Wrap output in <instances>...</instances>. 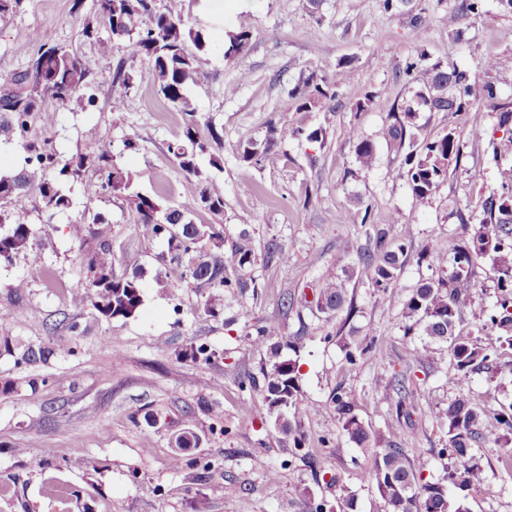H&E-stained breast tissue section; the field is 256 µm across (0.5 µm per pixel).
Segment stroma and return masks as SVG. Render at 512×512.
I'll return each mask as SVG.
<instances>
[{"label":"stroma","instance_id":"1","mask_svg":"<svg viewBox=\"0 0 512 512\" xmlns=\"http://www.w3.org/2000/svg\"><path fill=\"white\" fill-rule=\"evenodd\" d=\"M157 4L186 26L203 27L208 37L190 100L200 123L223 133L215 150L220 167L205 158L200 166L223 184L224 211L198 213L195 221L216 226L227 255L240 233L249 232L256 262L246 272V288L225 292L220 316H206L195 288L172 292L158 282V273L169 269L166 241L143 236L124 196H106L97 209L112 224L116 268H142L144 302L133 319H96L72 302L81 276L68 227L84 219L82 184H72L67 210L51 214L30 203L20 220L35 230L44 265L21 258L0 264V309L13 314L0 321V342L36 348L67 335L70 323L90 330L77 339L73 354L45 363H17L0 346V384L19 383L15 392L0 395V512H305L310 502L335 506L350 495L357 512H384L365 476L369 454L347 441L329 410L334 393L354 397L360 420L381 432L385 444L427 457L429 481L449 464L438 455L447 441L435 417L439 409L460 396L493 411L512 403L511 352L502 355L503 368L494 374L457 372L444 344L428 348L422 367H407L404 347L419 342L420 334L405 336L399 304L367 280L345 276L382 228L408 246L401 288L409 291L437 276L436 263H419V253L450 252L466 234L459 214L479 216L482 191L497 188L500 170L512 166L510 156L493 157L489 140L497 116L489 106L472 105L455 121L444 112L418 113L422 136H441L454 121L464 143L458 167L423 206L413 200L406 179L394 176L402 157L382 137L392 106L423 87L422 70L404 73L422 53L430 62L473 70L479 81L498 84L500 100L512 101V84L501 81L512 74V10H503L498 0H486L480 14L468 16L463 0H412L393 14L384 11L383 0ZM418 12L425 24L416 32L411 17ZM94 18V0H21L16 11L0 16V90L7 78L29 69L37 31L69 46L91 74L122 68L130 82L122 111L112 109L111 82H94L95 106L45 101L58 116L52 136L60 149L86 151L85 133L96 129L120 151L119 163L140 192L172 206L190 204L201 184L168 151L182 132L183 113L156 94L147 60L129 58L110 40L100 45L80 39L83 23ZM243 29L250 39L248 63L241 66L225 58L224 44L229 33ZM345 57L350 65L339 67ZM487 58L496 63L489 71L479 67ZM312 73L334 84L336 98L301 112L294 89ZM367 94L374 95L373 105L356 110L355 100ZM296 121L323 128L324 143L279 141L282 160L275 167L241 162L246 142ZM354 126L377 148L374 169L356 161L349 137ZM128 138L135 149H124ZM471 168L483 172L482 186L469 182ZM273 238L287 260L267 258L264 245ZM330 271L344 279L351 316L327 319L314 307ZM471 281L473 299L457 332L474 340L499 294L491 262L476 264ZM288 293L297 297L289 311L282 307ZM242 306L250 318L239 316ZM265 320L279 323V342L296 349L302 397L314 405L301 426L323 476H314L279 433L262 394L242 385L261 359L246 336ZM350 334L361 347L352 364L341 342ZM192 345L207 347L211 359L186 358ZM404 373L411 393L399 405L387 393ZM32 379L37 388L29 387ZM146 411L159 414L156 425H147ZM187 427L202 436L187 452L196 463L194 480L170 465L173 437ZM52 448L64 449V457H49ZM473 455L484 482L469 495L470 512H512V468L504 463L503 448L487 443ZM258 456L277 471V480L255 466Z\"/></svg>","mask_w":512,"mask_h":512}]
</instances>
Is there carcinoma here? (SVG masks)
I'll return each instance as SVG.
<instances>
[{
    "mask_svg": "<svg viewBox=\"0 0 512 512\" xmlns=\"http://www.w3.org/2000/svg\"><path fill=\"white\" fill-rule=\"evenodd\" d=\"M95 21L109 29L131 59H146L151 64L149 79L156 93L183 112L185 120L182 137L169 146L178 167L188 175L202 180V187L192 204L165 207L160 199L137 191L132 176L118 165L111 145L100 141L95 131L88 132L94 149L88 154H67L49 136L30 137L31 126L39 124L48 131L55 127V113L41 108L44 98L66 103L73 98L95 104L89 81V70L68 46L52 38L37 37L34 45L35 67L7 80L12 88L0 94V135L5 140H17L24 155L21 169L12 175L0 174V225H9L0 232V262H10L23 256L29 265H42V253L32 243L34 233L29 225L15 221L25 212L29 201L37 200L47 211L70 207L69 184L83 178L87 168L94 170L95 179L84 188V212L90 221L69 225L71 238L81 244L91 239L95 247L79 251L75 263L84 274V290L73 294L76 303L89 304L97 316L107 321L129 320L135 317L143 303L142 277L136 270L117 273L112 253L111 222L95 211V202L106 192L124 195L134 206L136 223L144 235L167 241L170 265L177 275L168 280L174 290L193 285L206 295L204 311L218 315L213 291L242 287L240 271L255 260L252 239L246 235L235 244L231 261L218 253L223 237L211 224H197L191 218L201 209L213 214L224 211V186L205 176L199 158L209 156V163L219 167L213 154L221 144L222 134L200 123L187 95L190 83L199 73L201 54L207 49L203 29L186 27L182 19L161 11L157 0H97ZM249 32L241 30L229 36L224 57L238 64L246 63ZM192 42L196 52L186 48ZM428 83L415 98L389 113L384 139L395 152H404L397 176L407 179L412 197L421 205L429 203L437 188L448 177V168L459 162L463 143L456 129L436 139H419L420 128L414 123L417 113L447 112L458 116L475 102L488 104L498 110L497 130L502 137L489 141L493 155L512 154V106L498 102V89L493 83H478L457 68L446 69L440 63L425 66ZM112 82L117 94L112 110L124 107L129 84L121 69L100 75ZM297 110L308 112L324 100L336 98L330 84L315 74L308 75L295 88ZM25 108L15 110L19 99ZM349 137L356 143V156L361 167L370 169L376 161L372 141L353 127ZM287 138L321 142L324 132L297 125L271 127L261 140H250L242 146L240 160L246 164L275 166L282 160L277 141ZM388 231L380 232L375 251L362 258L357 275L402 305L409 325L404 335L416 328L428 342H448L456 369L468 373L493 367L494 358L508 348L512 350V169L501 173L498 189L481 197V218L469 237L452 248L451 259L440 257L446 275L429 278L405 295L397 287L407 248L399 244L386 248ZM489 258L498 274L502 294L481 327L482 337L473 343L454 334L455 326L473 295L471 274L475 264ZM346 301L343 282L335 275L325 277L315 306L318 312L333 316ZM278 335V324L266 321L255 325L249 337L251 349L266 352L260 366L261 385L267 412L275 413L282 404L285 414L279 423L280 431L292 440L293 448L304 449V434L298 416L309 413L313 406L301 396L300 371L297 362L282 354L281 345L270 340ZM71 352V341L58 337L36 349L28 346L20 359L46 360ZM356 402L348 394L333 397V410L342 422L348 441L372 452L373 465L367 472L368 481L375 486L385 505V512H470L468 492L481 485L483 471L473 463L472 450L486 442L508 449L512 463V404L494 414L496 425L487 429L483 420L488 409L469 397H458L442 408L438 419L447 428V442L438 455L453 461L446 475L435 482L422 477L427 462L420 456H410L406 449L380 447L384 438L367 429L355 413Z\"/></svg>",
    "mask_w": 512,
    "mask_h": 512,
    "instance_id": "cac0c4a2",
    "label": "carcinoma"
}]
</instances>
